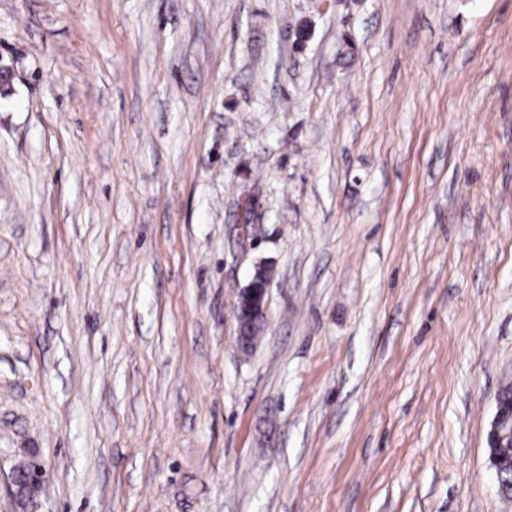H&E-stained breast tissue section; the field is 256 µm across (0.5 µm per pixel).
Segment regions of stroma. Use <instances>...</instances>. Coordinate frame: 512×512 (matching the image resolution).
<instances>
[{
    "instance_id": "stroma-1",
    "label": "stroma",
    "mask_w": 512,
    "mask_h": 512,
    "mask_svg": "<svg viewBox=\"0 0 512 512\" xmlns=\"http://www.w3.org/2000/svg\"><path fill=\"white\" fill-rule=\"evenodd\" d=\"M1 65L0 512H512V0H0ZM271 283L270 266L259 263L248 284L238 293L236 304L237 332L240 342L249 345L247 330L256 324H264L266 317L267 294ZM502 414L503 413H502L501 407L499 406V403H498V415L497 414L494 415V418L492 420L490 430H489V442H490L489 448L491 449V452H489V454L491 455V457L496 458L497 461L504 460L503 456H499L496 454V450L498 448H503V452H507V450H508L512 453V448H504L503 447L507 437L510 438L511 445H512V432L511 433L502 432V430H501V419H502L501 415ZM493 461L497 462L496 460H493ZM17 467L18 471L23 474L28 469V464L23 463L22 465L19 464ZM28 473V486L26 489L23 488V486L20 484L19 477L17 472L12 475V494L13 497L18 505V507L23 510H28L29 506L33 505L34 503V493L38 490L40 487L43 478H44V470L43 468L36 464H31L30 468L27 470ZM23 488L27 491V494L25 492V495L19 496V489Z\"/></svg>"
}]
</instances>
